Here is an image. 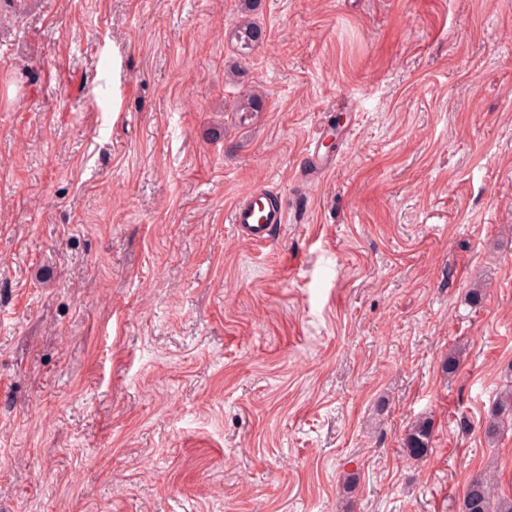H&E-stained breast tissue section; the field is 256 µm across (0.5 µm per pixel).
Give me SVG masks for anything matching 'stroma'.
<instances>
[{
  "label": "stroma",
  "mask_w": 512,
  "mask_h": 512,
  "mask_svg": "<svg viewBox=\"0 0 512 512\" xmlns=\"http://www.w3.org/2000/svg\"><path fill=\"white\" fill-rule=\"evenodd\" d=\"M238 9L0 0V512L512 498V0H262L245 55ZM318 142L319 140L316 142L313 149H311L313 143L311 142L309 144L307 154L308 165L305 168V173H301L302 177H305L309 180L319 178L322 175L323 170L330 169L333 164L332 160L322 159L319 152L320 148L318 147ZM284 223V208L265 187L239 195L229 213V224L237 235L255 244L270 242L274 230ZM486 427V433L494 436L499 431V424L501 420L506 418L512 421V387L501 391L495 403V415ZM433 429L429 421L414 424L404 438V448L409 456L416 459L427 456L432 444ZM459 512H512V499L495 498L491 476L480 474L469 480Z\"/></svg>",
  "instance_id": "obj_1"
}]
</instances>
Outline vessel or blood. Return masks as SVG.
Here are the masks:
<instances>
[{"instance_id":"obj_1","label":"vessel or blood","mask_w":512,"mask_h":512,"mask_svg":"<svg viewBox=\"0 0 512 512\" xmlns=\"http://www.w3.org/2000/svg\"><path fill=\"white\" fill-rule=\"evenodd\" d=\"M284 221V208L264 187L239 195L229 213V222L237 235L255 244L271 241L274 230Z\"/></svg>"}]
</instances>
